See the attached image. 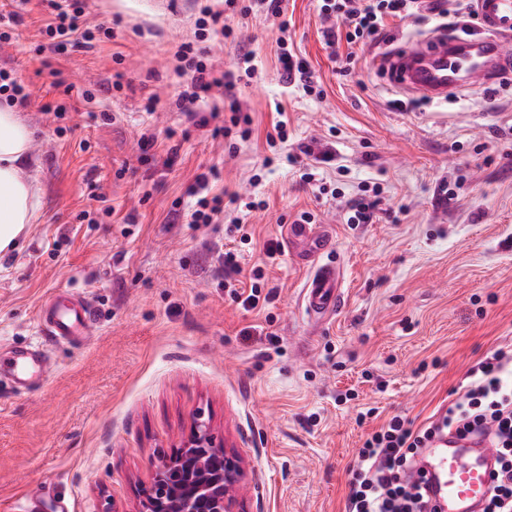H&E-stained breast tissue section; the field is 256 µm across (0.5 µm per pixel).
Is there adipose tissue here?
Here are the masks:
<instances>
[{"label": "adipose tissue", "mask_w": 512, "mask_h": 512, "mask_svg": "<svg viewBox=\"0 0 512 512\" xmlns=\"http://www.w3.org/2000/svg\"><path fill=\"white\" fill-rule=\"evenodd\" d=\"M30 140L15 108L0 104V251L38 218L40 186L28 170Z\"/></svg>", "instance_id": "obj_1"}]
</instances>
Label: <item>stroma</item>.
Here are the masks:
<instances>
[{
	"instance_id": "35a3bbf8",
	"label": "stroma",
	"mask_w": 512,
	"mask_h": 512,
	"mask_svg": "<svg viewBox=\"0 0 512 512\" xmlns=\"http://www.w3.org/2000/svg\"><path fill=\"white\" fill-rule=\"evenodd\" d=\"M86 5L92 47L36 55V0L15 43L0 44V68L32 91L19 116L41 188L37 222L0 255V348L38 341L36 311L53 291L95 310L86 343L49 347L44 384L26 394L0 385V512L25 501L33 512H135L153 462L200 414L245 463L242 512H344L368 433L396 414L428 423L478 360L512 350V82L444 101L399 92L376 59L433 36L431 16L389 18L384 38L341 45L355 58L341 71L317 0H286L288 34L324 96L284 86L273 21L241 20L259 77L236 90L253 134L233 148L173 108L169 49L194 32L193 0ZM278 104L283 150L297 159L268 167ZM171 130L188 135L177 155L161 144L138 163L141 132L162 140ZM313 138L331 159L308 180L297 151ZM212 167L225 191L267 202L247 218L256 244L243 247V270L266 242L287 245L301 211L332 228L344 300L325 325L301 308L308 271L291 255L267 270L272 301L247 310L224 293L223 225L169 223ZM372 187L376 220L348 223L350 201ZM99 194L112 213L97 211ZM90 208L95 223L80 222Z\"/></svg>"
}]
</instances>
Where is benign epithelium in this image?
Wrapping results in <instances>:
<instances>
[{
	"label": "benign epithelium",
	"mask_w": 512,
	"mask_h": 512,
	"mask_svg": "<svg viewBox=\"0 0 512 512\" xmlns=\"http://www.w3.org/2000/svg\"><path fill=\"white\" fill-rule=\"evenodd\" d=\"M138 512H236L235 492L246 475L242 458L199 416L181 448L153 464Z\"/></svg>",
	"instance_id": "7a95c632"
}]
</instances>
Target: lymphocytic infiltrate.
<instances>
[{
  "mask_svg": "<svg viewBox=\"0 0 512 512\" xmlns=\"http://www.w3.org/2000/svg\"><path fill=\"white\" fill-rule=\"evenodd\" d=\"M285 0H224V10L202 5L194 20L193 39L181 42L175 57L177 74L187 84L175 106L198 126H211L207 116L199 115L205 97L218 95L229 99L230 115L223 125L214 127V135L239 136L252 134V118L235 99V90L242 81L257 73L255 54L240 41L234 28L235 17L262 14L278 20L280 31H287ZM46 13L41 33L48 45L57 50L70 45H90L95 31L84 21L85 0H41ZM423 0H321L319 11L329 25L323 32L327 47L339 42L358 44L376 41L382 36L386 18L420 14ZM221 35L235 44L231 63L224 71H216L203 47L210 35ZM277 57L284 83L301 89L306 95L322 97L320 78L289 47L287 38L278 41ZM216 170L200 174L191 190L195 203L185 212L173 213V221L197 224L227 223L228 232L240 243L252 239L241 215L225 218L224 208H245L254 211L259 201L243 200L238 194H212L210 183L218 179ZM263 265L244 272L237 252L228 250L221 256L224 267V289L232 302L254 309L271 302V294L261 285L265 266L279 264L283 255L280 244L270 242L264 249ZM248 274L251 285L241 288L239 277ZM472 381L465 392L448 406L441 408L435 420L416 427L407 418L391 417L379 430L365 440L352 470L346 499V512H437L417 479L419 457L432 435L439 431L458 434L487 435L498 454L495 482L483 512H512V355L498 350L471 370Z\"/></svg>",
  "mask_w": 512,
  "mask_h": 512,
  "instance_id": "1",
  "label": "lymphocytic infiltrate"
}]
</instances>
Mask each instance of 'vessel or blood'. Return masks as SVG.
<instances>
[{
  "instance_id": "1",
  "label": "vessel or blood",
  "mask_w": 512,
  "mask_h": 512,
  "mask_svg": "<svg viewBox=\"0 0 512 512\" xmlns=\"http://www.w3.org/2000/svg\"><path fill=\"white\" fill-rule=\"evenodd\" d=\"M471 8L480 36L465 37L457 29L444 28L432 38L410 43L385 57L396 87L442 100L470 87H492L512 71V53L504 45L512 38V0H471ZM287 236L289 242L305 243L318 254L333 249L331 234L323 225L291 224ZM341 299L340 265L314 266L301 293L307 315L323 321L336 312ZM93 325V309L81 297L64 303L54 293L38 309V332L53 341L86 338ZM48 371L47 354L32 346L17 348L8 359L0 360V378H7L13 390L26 387L32 377L45 376ZM495 461L496 452L488 438L436 434L423 461L431 502L440 512H478L492 485Z\"/></svg>"
}]
</instances>
